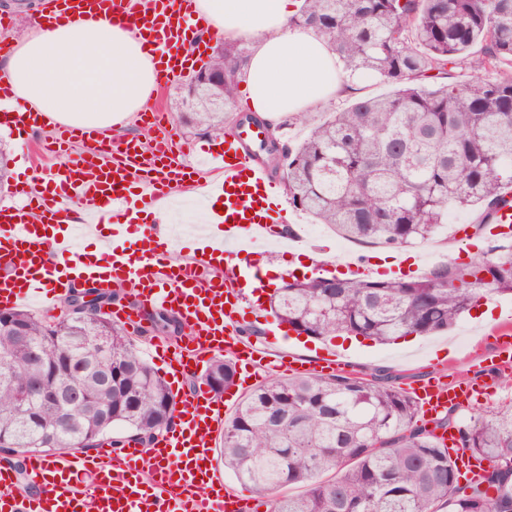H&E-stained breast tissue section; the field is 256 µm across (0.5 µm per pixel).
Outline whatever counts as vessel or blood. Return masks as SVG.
Returning <instances> with one entry per match:
<instances>
[{
  "label": "vessel or blood",
  "instance_id": "obj_1",
  "mask_svg": "<svg viewBox=\"0 0 512 512\" xmlns=\"http://www.w3.org/2000/svg\"><path fill=\"white\" fill-rule=\"evenodd\" d=\"M107 3L113 18H120L123 0H56V15L94 16ZM140 21L145 42L160 50L159 84L183 75L208 49L206 20L195 16L194 0H143ZM51 122L48 114L27 109L0 114V124L24 143ZM150 125L157 132L151 149L134 139L118 142L116 158L105 163L93 148L56 172L17 183L14 203L0 206V308L32 300L51 307L79 279L101 288L130 284L136 304L115 303V319L136 328L145 313L165 310L193 334L190 345L160 346L174 383L175 421L148 451L135 443L118 450L105 444L51 461L30 457L26 478L37 489L32 496L20 491L11 468L0 465V512H250L249 500L225 484L214 462L224 427L223 401L201 388L183 391L180 383L223 351L246 364L236 377L238 387L249 388L258 379L262 361L243 341L240 325L252 317L268 325L277 339L283 329L267 309L245 304L243 295L246 288L264 285L261 269L248 260L278 239L282 204L266 169L250 155L261 131L247 125L226 134L223 148L212 153L224 179L206 193L210 221L195 260L168 262L171 244L161 237L151 247L138 246L130 235L144 213L175 193L200 186L195 167L181 162L174 151L166 113L152 111ZM219 202L224 205L220 211L215 208ZM77 223L92 231L108 227L110 246L96 261L84 262L71 249L68 234L59 230ZM221 259L233 263L223 280L203 281L202 268ZM491 332L492 344L479 354L481 377L456 384L428 379L411 388L424 416L434 419L450 407L480 402L487 395L486 376L512 365V318L499 319ZM275 366L324 374L340 370L343 363L328 353L311 361L283 358ZM147 454L153 472L144 482L139 465Z\"/></svg>",
  "mask_w": 512,
  "mask_h": 512
}]
</instances>
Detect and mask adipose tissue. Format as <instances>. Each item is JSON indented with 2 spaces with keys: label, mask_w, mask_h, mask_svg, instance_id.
Masks as SVG:
<instances>
[{
  "label": "adipose tissue",
  "mask_w": 512,
  "mask_h": 512,
  "mask_svg": "<svg viewBox=\"0 0 512 512\" xmlns=\"http://www.w3.org/2000/svg\"><path fill=\"white\" fill-rule=\"evenodd\" d=\"M294 0H196L209 35L255 39L239 82L252 110L270 122L353 93L361 79L340 77L326 39L290 26ZM0 81L29 108L57 123L112 136L156 96V53L137 29L108 17L59 26L40 22L11 39Z\"/></svg>",
  "instance_id": "obj_1"
}]
</instances>
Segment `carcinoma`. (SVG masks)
<instances>
[{
  "label": "carcinoma",
  "mask_w": 512,
  "mask_h": 512,
  "mask_svg": "<svg viewBox=\"0 0 512 512\" xmlns=\"http://www.w3.org/2000/svg\"><path fill=\"white\" fill-rule=\"evenodd\" d=\"M289 23L324 35L344 73L391 87L319 121L301 112L311 125L303 140L270 142L267 167L293 206L347 240L399 249L431 240L449 208L478 205L480 236L512 189V73L484 76L512 68V0H300ZM249 59L247 47L222 45L203 66L212 80L197 85L191 111L171 98L177 118L224 136ZM461 65L466 81L455 76ZM90 293L88 307L66 295L70 312L51 318L0 310V451L20 474L31 453L149 444L172 423L169 386L102 312L123 287ZM494 294H512V249L439 262L416 278L296 280L275 290L270 310L310 337L387 344L446 330ZM235 375L219 355L201 380L220 396ZM31 384L38 389L27 395ZM72 389L81 405L62 427L53 396ZM418 421L413 397L381 371L277 377L224 420L220 456L269 512H512V406L471 424L450 409L437 422L489 462L478 482L460 483L448 450Z\"/></svg>",
  "instance_id": "cac0c4a2"
}]
</instances>
